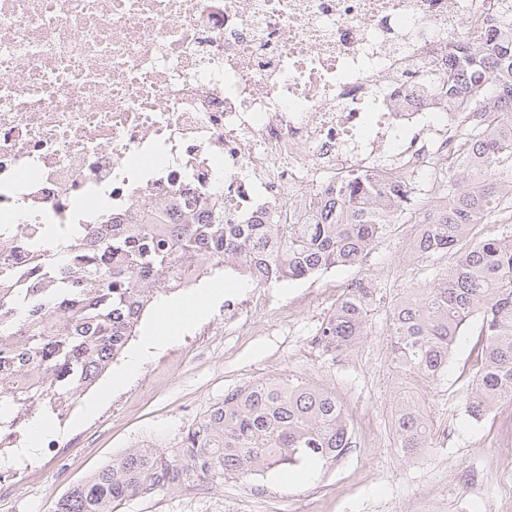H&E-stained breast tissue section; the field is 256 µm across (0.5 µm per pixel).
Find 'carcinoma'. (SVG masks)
Listing matches in <instances>:
<instances>
[{
	"mask_svg": "<svg viewBox=\"0 0 512 512\" xmlns=\"http://www.w3.org/2000/svg\"><path fill=\"white\" fill-rule=\"evenodd\" d=\"M485 39L456 43L448 107L462 111L450 142L464 147L439 183L443 202L424 205L413 257L452 253L454 264L423 287L387 302L393 363L407 383L393 415L395 447L412 458L431 444L424 397L411 382L447 373L466 326L478 320L479 354L466 412L485 419L512 403V231L476 239L512 199V0ZM397 182L352 169L286 223L231 224L224 197L191 196L167 234L143 224H80L62 259L42 250L32 263L0 262V452L44 415L66 418L76 400L123 351L158 295L188 288L220 266L251 284L298 280L363 264L385 227L415 209ZM384 302L366 279L351 284L318 330L328 354L368 335ZM353 428L336 393L288 378L262 379L224 395L188 428L170 455L130 448L95 470L55 512H113L125 499L246 479L281 465L328 463L351 448Z\"/></svg>",
	"mask_w": 512,
	"mask_h": 512,
	"instance_id": "obj_1",
	"label": "carcinoma"
}]
</instances>
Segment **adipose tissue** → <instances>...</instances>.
<instances>
[{
    "label": "adipose tissue",
    "instance_id": "obj_1",
    "mask_svg": "<svg viewBox=\"0 0 512 512\" xmlns=\"http://www.w3.org/2000/svg\"><path fill=\"white\" fill-rule=\"evenodd\" d=\"M223 296V288L214 287L205 289L196 299L178 306L160 303L151 328L140 344L128 354L121 371L113 376V385H121L134 376L145 362L173 341L179 332L205 316L212 304L220 301Z\"/></svg>",
    "mask_w": 512,
    "mask_h": 512
}]
</instances>
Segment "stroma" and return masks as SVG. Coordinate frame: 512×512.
Here are the masks:
<instances>
[{
	"label": "stroma",
	"instance_id": "1",
	"mask_svg": "<svg viewBox=\"0 0 512 512\" xmlns=\"http://www.w3.org/2000/svg\"><path fill=\"white\" fill-rule=\"evenodd\" d=\"M418 230L413 218L388 225L360 267L265 288L244 285L227 267L200 279L203 288L223 284V302L113 390L95 416H84L86 398L77 399L58 437L18 464V483L0 489V512H55L74 486L128 449L171 453L225 394L283 375L335 391L354 427L345 456L306 481L282 484L275 469L248 479L228 475L213 485L129 499L114 512H512V404L479 422L465 411L464 372L476 357L478 324L464 330L440 384L425 389L433 443L412 459L394 445L392 412L402 380L384 311L375 312L366 338L349 351L332 357L316 342L353 279L364 276L396 293L447 269L452 256L412 257Z\"/></svg>",
	"mask_w": 512,
	"mask_h": 512
}]
</instances>
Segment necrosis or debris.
Returning a JSON list of instances; mask_svg holds the SVG:
<instances>
[{"instance_id":"obj_1","label":"necrosis or debris","mask_w":512,"mask_h":512,"mask_svg":"<svg viewBox=\"0 0 512 512\" xmlns=\"http://www.w3.org/2000/svg\"><path fill=\"white\" fill-rule=\"evenodd\" d=\"M498 0H0V238L222 193L287 220L326 175H441L437 92Z\"/></svg>"}]
</instances>
